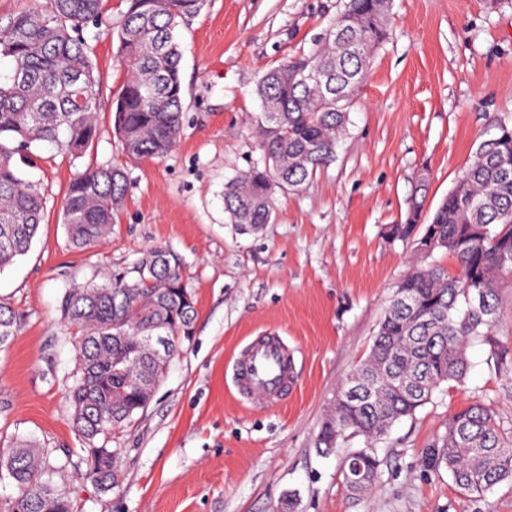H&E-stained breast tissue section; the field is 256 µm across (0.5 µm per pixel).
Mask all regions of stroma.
Wrapping results in <instances>:
<instances>
[{"mask_svg": "<svg viewBox=\"0 0 512 512\" xmlns=\"http://www.w3.org/2000/svg\"><path fill=\"white\" fill-rule=\"evenodd\" d=\"M342 0H207L177 28L185 114L161 159L126 160L111 132L124 70L117 42L88 28L104 78L102 134L89 160L124 164L128 192L106 242L70 247L61 219L66 187L86 161L38 150L28 174L48 212L31 250L0 272V302L21 316L0 349V450L37 441L62 466L59 487L77 512H512V483L485 497L462 493L425 451L448 416L490 401L512 436V374L473 341L465 385L435 392L379 443L374 488L350 494L317 435L336 388L368 353L414 246L389 242L404 221L417 172L428 171L431 216L477 143L512 125V0H391L389 38L349 115L336 160L294 194L275 193L270 224L242 234L224 213V184L262 158L254 135L256 87L269 68L311 49ZM181 260L196 299L192 337L171 361L148 408L116 430L121 478L109 491L85 476L66 398L77 364L60 305L73 284L131 266L150 247ZM276 331L294 351L295 384L273 404L240 400L232 365L253 337Z\"/></svg>", "mask_w": 512, "mask_h": 512, "instance_id": "obj_1", "label": "stroma"}]
</instances>
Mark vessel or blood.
Returning <instances> with one entry per match:
<instances>
[{
  "label": "vessel or blood",
  "instance_id": "vessel-or-blood-1",
  "mask_svg": "<svg viewBox=\"0 0 512 512\" xmlns=\"http://www.w3.org/2000/svg\"><path fill=\"white\" fill-rule=\"evenodd\" d=\"M293 358L287 345L277 334L256 338L242 351L235 370L239 395L277 401L292 383Z\"/></svg>",
  "mask_w": 512,
  "mask_h": 512
}]
</instances>
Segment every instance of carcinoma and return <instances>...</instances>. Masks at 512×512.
<instances>
[{
	"label": "carcinoma",
	"instance_id": "cac0c4a2",
	"mask_svg": "<svg viewBox=\"0 0 512 512\" xmlns=\"http://www.w3.org/2000/svg\"><path fill=\"white\" fill-rule=\"evenodd\" d=\"M108 33L118 43L126 75L112 101L114 131L130 160L159 159L174 147L184 119L179 24L197 15L204 0H128ZM379 0H344L323 37L269 69L260 79L254 134L262 165L224 185V212L241 234H257L272 218L271 196L299 190L333 162L377 51L389 38L388 10ZM107 14L105 0H33L0 27V58L12 70L0 74V270L25 255L44 220L48 197L22 166L48 144L77 159L99 139L102 78L89 23ZM327 75L323 86L303 84L306 71ZM428 173L417 177L405 220L392 239L416 234L422 221ZM127 174L118 164H96L74 174L63 201L71 246L92 247L109 237L123 206ZM422 236L429 251L415 250L411 271L398 285L365 359L351 378L352 397L335 396L320 430V452L355 437L364 446L342 461L343 482L360 496L377 481V445L391 427L411 418L444 383L461 385L469 371L467 348L478 338L497 366L512 373V353L498 339L499 290L512 282V129L505 124L478 143L454 187L435 209ZM437 250L456 257L459 273L426 260ZM101 282L72 288L61 302L63 321L77 329V372L68 397L73 422L86 444L85 476L99 487L119 478V449L97 456L95 441L135 421L151 400L146 377L160 381L168 363L142 349L144 337L161 332L175 352L193 330L196 300L171 251L153 247L132 267L105 271ZM19 315L0 304V348L16 336ZM428 466L448 468L455 485L484 496L512 481V439L497 424L491 404L479 399L452 413L438 442L426 449ZM54 466L30 440L0 452V479L19 494L6 512H74L72 501L51 483Z\"/></svg>",
	"mask_w": 512,
	"mask_h": 512
}]
</instances>
